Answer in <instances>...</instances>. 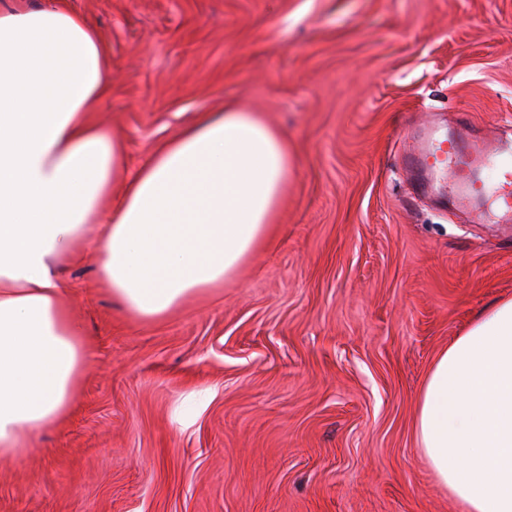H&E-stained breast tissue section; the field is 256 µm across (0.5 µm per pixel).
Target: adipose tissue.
<instances>
[{
  "label": "adipose tissue",
  "mask_w": 512,
  "mask_h": 512,
  "mask_svg": "<svg viewBox=\"0 0 512 512\" xmlns=\"http://www.w3.org/2000/svg\"><path fill=\"white\" fill-rule=\"evenodd\" d=\"M111 67L97 31L60 0L0 10L1 461L67 416L92 358L66 263L94 251L127 314L160 320L236 275L267 240L288 181L281 133L233 103L125 178L122 138L92 119ZM415 433L461 512H512V298L435 358Z\"/></svg>",
  "instance_id": "ef3b65f1"
}]
</instances>
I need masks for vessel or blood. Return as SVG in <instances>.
I'll return each instance as SVG.
<instances>
[{
    "label": "vessel or blood",
    "mask_w": 512,
    "mask_h": 512,
    "mask_svg": "<svg viewBox=\"0 0 512 512\" xmlns=\"http://www.w3.org/2000/svg\"><path fill=\"white\" fill-rule=\"evenodd\" d=\"M408 164L421 168L425 189L447 188L462 206L493 196L500 203L502 222H512V139L456 138L446 142L431 130ZM487 171L492 173V181H485L483 174Z\"/></svg>",
    "instance_id": "vessel-or-blood-1"
}]
</instances>
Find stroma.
<instances>
[{"mask_svg":"<svg viewBox=\"0 0 512 512\" xmlns=\"http://www.w3.org/2000/svg\"><path fill=\"white\" fill-rule=\"evenodd\" d=\"M135 174L235 102L287 140L270 243L133 319L64 268L94 359L71 414L0 461V512H460L417 443L437 355L512 296V223L406 164L424 129L512 138V0H65Z\"/></svg>","mask_w":512,"mask_h":512,"instance_id":"1","label":"stroma"}]
</instances>
